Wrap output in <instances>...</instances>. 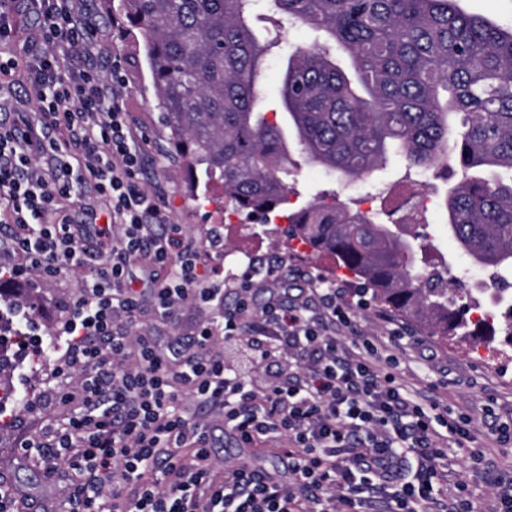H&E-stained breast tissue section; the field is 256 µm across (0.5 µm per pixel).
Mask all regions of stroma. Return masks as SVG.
<instances>
[{
  "instance_id": "obj_1",
  "label": "stroma",
  "mask_w": 512,
  "mask_h": 512,
  "mask_svg": "<svg viewBox=\"0 0 512 512\" xmlns=\"http://www.w3.org/2000/svg\"><path fill=\"white\" fill-rule=\"evenodd\" d=\"M78 16L94 25L106 43V52L95 59L78 54L68 55L66 65L73 70L94 67L102 78H109L113 56H120L127 86L123 97L128 120L140 138L143 149L142 178L147 190L162 194L172 223L199 249L202 265L224 281V305L237 301V282L245 270L246 257L262 259L276 266L280 275L291 283L307 284L314 279L327 286L344 288V300L353 306V321L365 336L384 341L389 355L398 361V370L413 393L432 403L430 415L435 427L466 414L472 417L470 436L458 440L449 436L444 445L443 466L449 485L463 484L476 512H491L495 504L497 477L512 476V444L498 441L493 430L495 421L512 422V348L494 340L490 342L438 344L430 336L408 328L397 316L378 307L369 293L328 256H314L299 241H287L280 230L288 223L287 210L273 214L271 222L246 221L243 214L226 203L220 185L193 197L188 189L189 173L181 162L163 155L168 147V131L155 108L151 76L146 62L140 30L120 12L116 0H78ZM413 179L397 161H390L379 171L375 181L343 184L336 175L323 168L301 164L290 197L293 206H301L316 194L327 201L348 203L376 193L375 211L391 212L398 191ZM427 223L434 238L430 260L447 259L451 267H465L469 277L491 288L488 273L464 256L448 235L446 213L439 204L429 212ZM86 280L76 266L64 269L54 283L40 290L41 309L36 321L42 329L60 333L67 318L62 298L77 297ZM199 314L194 306H184L177 324H169L145 315L140 327L151 331L161 343L185 345L195 336ZM18 371L31 380L26 391L16 392L10 410L24 412L19 427L0 431V478L19 493V512H65V498L59 489L69 469L67 461L25 455L21 442L39 432L47 423H65L72 405L59 404L47 411L34 410L47 389L70 390L73 379L57 372L59 357L48 354L40 360L11 355Z\"/></svg>"
}]
</instances>
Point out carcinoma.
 <instances>
[{"mask_svg": "<svg viewBox=\"0 0 512 512\" xmlns=\"http://www.w3.org/2000/svg\"><path fill=\"white\" fill-rule=\"evenodd\" d=\"M120 0L145 37L168 154L260 220L288 204L284 128L256 111L259 77L281 46L283 19L316 33L288 56L279 96L308 162L340 179H368L396 151L408 169L453 161L462 178L441 201L448 235L506 286L512 274V28L455 0ZM274 37L258 39L254 23ZM287 238L329 254L379 306L442 342L512 344V298L473 318L482 288L420 264L406 236L359 209L314 199L288 215Z\"/></svg>", "mask_w": 512, "mask_h": 512, "instance_id": "carcinoma-1", "label": "carcinoma"}]
</instances>
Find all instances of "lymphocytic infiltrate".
Segmentation results:
<instances>
[{
    "instance_id": "1",
    "label": "lymphocytic infiltrate",
    "mask_w": 512,
    "mask_h": 512,
    "mask_svg": "<svg viewBox=\"0 0 512 512\" xmlns=\"http://www.w3.org/2000/svg\"><path fill=\"white\" fill-rule=\"evenodd\" d=\"M39 16L40 48L18 47L17 0H0V81L23 74L41 135L28 121L0 120V237L20 262H0V285L35 287L69 265L89 276L68 301L62 336L42 335L35 303L13 307L18 336L61 354L79 374L67 423L46 426L23 451L67 459L79 485L68 512H473L460 494H433L447 482L442 440L425 408L392 372L380 341L343 344L352 311L337 289L310 305L277 269L251 260L235 307L213 318L223 286L201 268L181 225L142 183V149L130 128L120 73L103 80L91 67L69 70L63 52L104 51L76 17V0H27ZM79 158L73 168L71 158ZM109 201L95 242H80L62 213L77 194ZM143 259L150 290L132 286L129 262ZM268 289L256 301V288ZM173 320L185 305L204 317L189 348L133 333L144 297ZM244 341L250 371L226 361L218 342ZM207 410L197 420L190 407ZM220 418L254 455L288 462L287 477L251 464L217 467L210 420ZM417 456L414 479L402 454Z\"/></svg>"
}]
</instances>
